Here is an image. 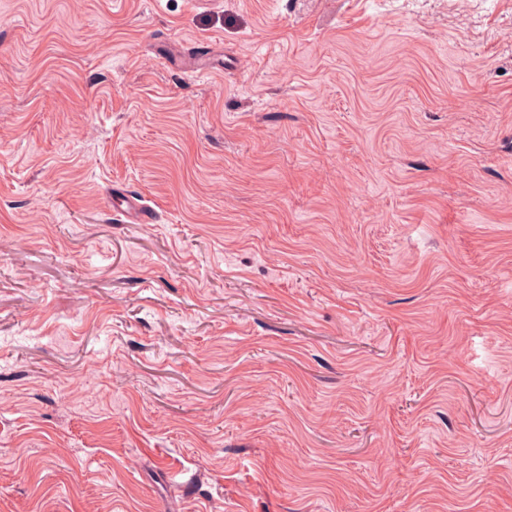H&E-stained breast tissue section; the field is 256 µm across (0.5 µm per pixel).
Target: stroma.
<instances>
[{
    "instance_id": "35a3bbf8",
    "label": "stroma",
    "mask_w": 512,
    "mask_h": 512,
    "mask_svg": "<svg viewBox=\"0 0 512 512\" xmlns=\"http://www.w3.org/2000/svg\"><path fill=\"white\" fill-rule=\"evenodd\" d=\"M0 512H512V0H0Z\"/></svg>"
}]
</instances>
